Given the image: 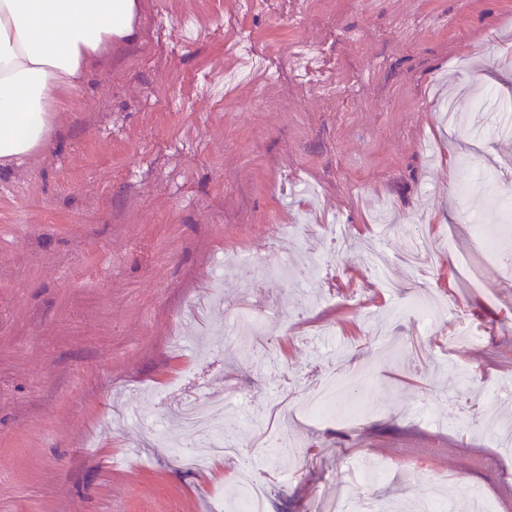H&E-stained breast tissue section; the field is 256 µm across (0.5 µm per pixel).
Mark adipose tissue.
Returning <instances> with one entry per match:
<instances>
[{"instance_id":"obj_1","label":"adipose tissue","mask_w":512,"mask_h":512,"mask_svg":"<svg viewBox=\"0 0 512 512\" xmlns=\"http://www.w3.org/2000/svg\"><path fill=\"white\" fill-rule=\"evenodd\" d=\"M137 16L138 0H0V166L48 150L58 97Z\"/></svg>"}]
</instances>
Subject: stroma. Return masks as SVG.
I'll use <instances>...</instances> for the list:
<instances>
[{
    "label": "stroma",
    "mask_w": 512,
    "mask_h": 512,
    "mask_svg": "<svg viewBox=\"0 0 512 512\" xmlns=\"http://www.w3.org/2000/svg\"><path fill=\"white\" fill-rule=\"evenodd\" d=\"M484 86L512 99V0H140L134 38L61 100L52 147L0 168V512H231L244 459L270 512H320L350 498L346 456L376 474L366 496L410 503L436 481L434 512L474 490L512 512V455L481 430L512 419V271L462 217L497 224L512 141L438 110L488 125ZM476 165L495 179L460 200ZM383 206L389 293L356 246ZM277 224L310 227L307 287L257 288L236 258L267 254ZM420 228L423 270L402 260ZM417 291L456 304L427 335L402 307ZM277 297L304 311L266 321L257 375L258 351L224 339V305ZM462 322L479 344L449 343ZM333 360L361 411L297 415L300 448L264 447L267 400L303 399ZM196 398L250 407L223 418L239 454L202 471L148 426L180 437L170 412Z\"/></svg>",
    "instance_id": "obj_1"
}]
</instances>
